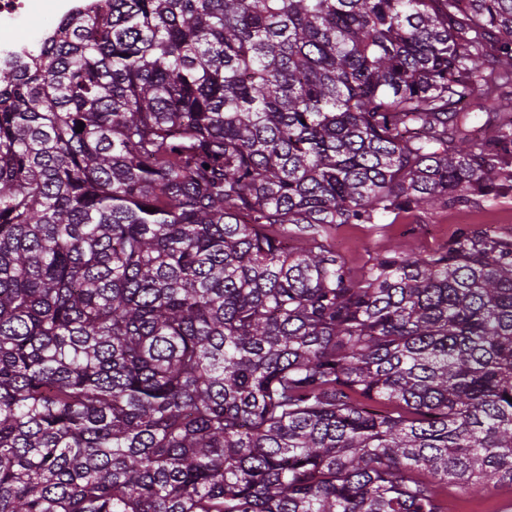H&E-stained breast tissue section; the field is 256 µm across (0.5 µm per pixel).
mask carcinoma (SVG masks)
Masks as SVG:
<instances>
[{"label":"carcinoma","mask_w":512,"mask_h":512,"mask_svg":"<svg viewBox=\"0 0 512 512\" xmlns=\"http://www.w3.org/2000/svg\"><path fill=\"white\" fill-rule=\"evenodd\" d=\"M510 191L512 0L64 19L0 67V512L512 487V239L356 276L315 236Z\"/></svg>","instance_id":"cac0c4a2"}]
</instances>
